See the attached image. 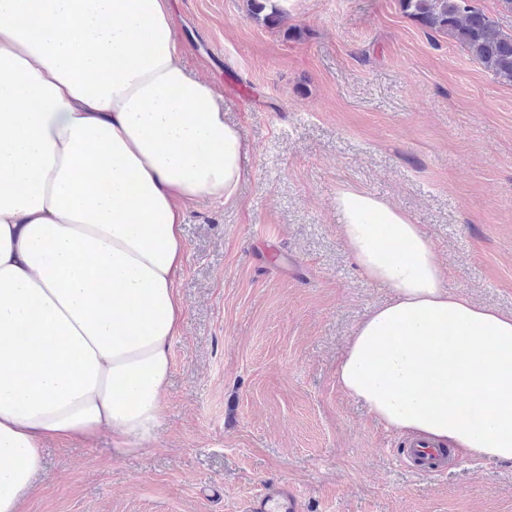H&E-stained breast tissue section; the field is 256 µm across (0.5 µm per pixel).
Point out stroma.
Wrapping results in <instances>:
<instances>
[{"label": "stroma", "mask_w": 512, "mask_h": 512, "mask_svg": "<svg viewBox=\"0 0 512 512\" xmlns=\"http://www.w3.org/2000/svg\"><path fill=\"white\" fill-rule=\"evenodd\" d=\"M188 72L252 155L236 202L188 207L184 306L149 449L49 441L23 512H244L272 483L302 512H512V464L454 456L424 475L406 439L340 389L336 361L388 289L349 256L338 188L430 237L449 288L512 313V84L400 0H168ZM250 8L248 15L254 20H261L267 26H274L280 22L282 9L273 0H248ZM268 11V12H266Z\"/></svg>", "instance_id": "35a3bbf8"}]
</instances>
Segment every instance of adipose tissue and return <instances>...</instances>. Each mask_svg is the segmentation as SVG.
Here are the masks:
<instances>
[{
    "label": "adipose tissue",
    "instance_id": "adipose-tissue-1",
    "mask_svg": "<svg viewBox=\"0 0 512 512\" xmlns=\"http://www.w3.org/2000/svg\"><path fill=\"white\" fill-rule=\"evenodd\" d=\"M250 166L167 0H0V512H21L45 441H153L185 206L233 201ZM334 204L360 272L392 291L339 387L407 440L512 462V315L448 288L403 210L349 187Z\"/></svg>",
    "mask_w": 512,
    "mask_h": 512
}]
</instances>
